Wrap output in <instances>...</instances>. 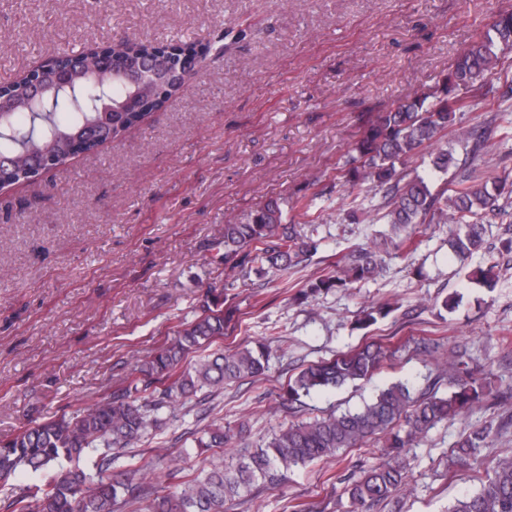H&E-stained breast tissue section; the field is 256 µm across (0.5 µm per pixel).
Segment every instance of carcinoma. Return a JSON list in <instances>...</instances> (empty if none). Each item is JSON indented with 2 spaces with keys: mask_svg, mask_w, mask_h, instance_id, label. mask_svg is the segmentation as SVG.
Returning <instances> with one entry per match:
<instances>
[{
  "mask_svg": "<svg viewBox=\"0 0 512 512\" xmlns=\"http://www.w3.org/2000/svg\"><path fill=\"white\" fill-rule=\"evenodd\" d=\"M512 50V10L496 12L485 30L457 55L448 72L426 91L406 95L390 108L371 116L357 141L337 168V183L352 191L365 188L381 195L380 206L390 224L380 234L393 250L408 247L418 224L450 225L448 246L465 260L481 251L487 217L506 212L512 188L506 182L461 181L454 187L431 189L422 176L411 175L407 163L429 148L430 168L447 173L455 165L453 149L442 143L456 112L467 106L464 94L482 87L500 56ZM112 51L130 57L165 54L150 42L121 39ZM197 54L186 45L168 60L169 75L142 95L143 111L122 115L55 102L12 113L0 127V154L22 161L31 153L50 159L46 169L67 163L78 154L103 148L91 133L112 134L116 141L142 126L185 90L179 75L181 58ZM38 73L5 82L0 88L18 98ZM84 99L93 97L102 79L84 71L73 77ZM134 91L125 80L109 87V103ZM224 269L243 277L256 273L275 275L307 264L317 254L320 241L302 235L286 223L281 202L270 198L224 225ZM377 239L352 249L336 261L335 269L308 281L298 290L302 300L334 288H351L375 279L381 270ZM227 288H211L190 321L177 326L171 336L137 361L139 377L94 404L76 412H63L0 442V479L24 467L37 473L52 471L48 483L15 488L4 512H117L120 504L145 500L144 512H225V504L247 493L256 483L280 487L288 472L337 456L348 448H361L384 440L386 459L351 478L345 493L357 508L388 499L407 477L404 452L436 425L455 420L473 410L490 395L483 379L468 369L452 366L446 395L417 396L407 382L392 383L353 411L331 413L309 421L280 425L270 439L248 453L224 457L222 450L236 448L246 426L213 425L199 450H221L210 469L193 475L181 468L183 457L170 454L148 462L126 460L128 449L151 428L161 424V414L174 413L185 400L202 390L224 391V384L266 374L275 338L253 346L234 345L208 352L215 343L231 337L239 320L237 309L224 307ZM390 313L384 306L362 310L361 328L370 327ZM396 353L389 345L370 340L309 364L289 378L280 398L293 405L314 392L337 388L371 377ZM491 430L470 428L456 443L451 464L466 462L488 444ZM181 475L180 483L152 490L155 471ZM448 512H512V457L500 461L480 489L456 500Z\"/></svg>",
  "mask_w": 512,
  "mask_h": 512,
  "instance_id": "obj_1",
  "label": "carcinoma"
}]
</instances>
